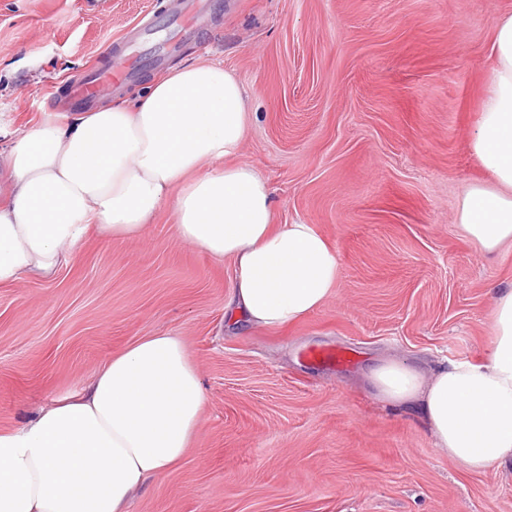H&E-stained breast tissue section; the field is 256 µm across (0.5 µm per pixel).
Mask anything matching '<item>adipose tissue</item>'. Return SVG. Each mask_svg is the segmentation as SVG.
I'll list each match as a JSON object with an SVG mask.
<instances>
[{"mask_svg": "<svg viewBox=\"0 0 512 512\" xmlns=\"http://www.w3.org/2000/svg\"><path fill=\"white\" fill-rule=\"evenodd\" d=\"M490 54L491 93L468 146L492 182L470 185L458 211L488 253L512 246V14L496 21ZM249 117L235 72L194 63L139 95L23 132L7 154L0 285L53 273L90 232L142 237L168 208L182 243L230 261V323L283 330L323 307L337 250L313 225L274 223L266 178L236 160ZM491 315L478 358L429 375L387 361L372 374L385 403L421 404L436 448L467 472L512 464V289L496 291ZM204 405L179 337L137 340L80 392L0 430V512H127L139 489L187 455Z\"/></svg>", "mask_w": 512, "mask_h": 512, "instance_id": "obj_1", "label": "adipose tissue"}]
</instances>
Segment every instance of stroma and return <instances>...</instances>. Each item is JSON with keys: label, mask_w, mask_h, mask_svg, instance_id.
Masks as SVG:
<instances>
[{"label": "stroma", "mask_w": 512, "mask_h": 512, "mask_svg": "<svg viewBox=\"0 0 512 512\" xmlns=\"http://www.w3.org/2000/svg\"><path fill=\"white\" fill-rule=\"evenodd\" d=\"M174 0H0V152L62 119L51 101L108 66L112 44ZM512 0H215L185 42L113 90L129 97L187 62H220L251 112L239 158L267 179L278 224L336 247L335 295L297 325H228V262L180 244L169 212L143 240L90 234L49 279L0 286V430L84 386L135 339H184L206 406L186 458L129 512H512V466L461 471L420 413L373 394L390 358H473L512 250L483 254L458 223L489 182L467 142L489 45ZM352 351L345 369L314 349Z\"/></svg>", "instance_id": "obj_1"}]
</instances>
